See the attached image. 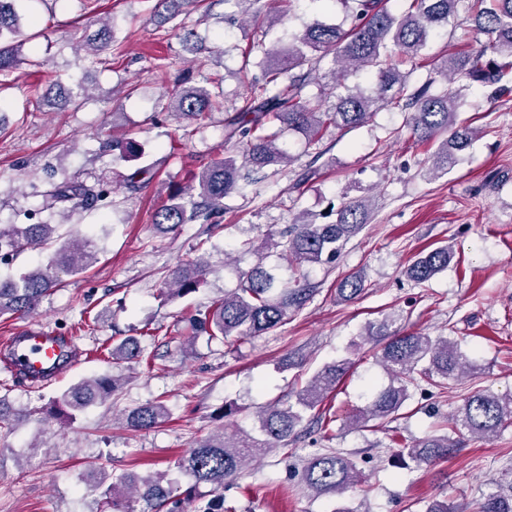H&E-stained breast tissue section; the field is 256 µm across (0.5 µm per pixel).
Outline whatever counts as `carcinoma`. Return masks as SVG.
Returning a JSON list of instances; mask_svg holds the SVG:
<instances>
[{
  "instance_id": "1",
  "label": "carcinoma",
  "mask_w": 512,
  "mask_h": 512,
  "mask_svg": "<svg viewBox=\"0 0 512 512\" xmlns=\"http://www.w3.org/2000/svg\"><path fill=\"white\" fill-rule=\"evenodd\" d=\"M276 2L274 10L253 14L256 31L250 51L261 53L258 65L262 79L250 84L242 107L224 113L225 143L232 145V150L204 164L169 203L156 211L154 224L164 233L176 234L183 225L198 220L210 225L212 231L224 228L215 221L224 211V199L242 194L250 186L242 170L259 172L291 161L279 146L287 130L313 142L325 126L355 128L381 107L391 106L410 112L408 126L418 141L437 144L431 156L434 171L452 168L459 155L480 136L477 128L458 122L457 95L432 92L431 80L411 89L407 75L400 70L402 63L420 56L432 32L448 25L460 0H408L407 11L400 15L387 10L384 0H344L350 9V27L315 22L294 36L286 49L268 48L265 43L270 28L288 14L295 0ZM470 10L474 27L488 38V44L476 53L448 56L441 63V71L461 90L480 82L497 86L501 94L512 92V63L500 64L485 58L489 49L512 57V0H470ZM26 40L12 0H0L1 78H8L20 65ZM111 42L110 28L104 22L84 48L103 52ZM326 59L330 67L323 78L330 79L334 89L345 87V93L337 95L332 104H325L320 98L314 103L301 100L306 79L316 77ZM359 70L375 74V85L368 92L358 86H344L347 75ZM221 105L202 87H184L170 97L169 109L197 121ZM134 148L135 142L124 135L112 136L100 145L104 151L117 150L124 155ZM43 197L48 205H60L66 210L91 208L99 195L79 183L52 181ZM369 214L365 201H348L329 224L299 220L281 233L279 241L262 242L261 248L271 244L291 258L293 284L281 281L274 267L260 264L238 271L236 288L190 318L191 336L205 334L210 341L244 342L282 326L315 291L304 266L333 263L343 245L367 224ZM52 232L50 224H1L0 259L8 261L25 249L46 244ZM95 255L92 241H72L57 249L46 265L16 279L0 280V315L35 311L42 298L61 283L62 274L83 271L93 263ZM452 255L450 244L424 251L405 273L424 283L447 269ZM207 273L202 262L180 264L171 271L169 289L188 295L198 289ZM363 291L364 281L354 275L343 277L336 288L339 298L345 301ZM365 340L380 347L377 362L389 376V383L376 389L364 406L349 413L346 421L354 428H366L371 421L377 428L388 427L410 399V387L422 380L442 388L449 378L464 373L470 365L456 342L446 337L396 333L389 330L386 320L379 332L368 333ZM143 360L145 348L135 336L112 347L115 363ZM351 367L348 358L327 363L305 386L294 391L295 403L260 408L253 434L237 428L193 441L177 465L190 478L184 491H173L164 474L144 478L134 490L128 487L130 477L114 474L101 493L103 505L108 512H135L130 507L134 497L143 503L140 512H186L188 505L205 497L203 489L224 490V484L236 481L252 462L287 444L304 427L307 415L318 410ZM121 385L122 379L113 375L84 378L54 401L55 413L71 420L90 406L105 404ZM168 415L163 402H147L128 411L124 423L133 431L149 430ZM507 424H512V395L478 391L458 408L452 427L445 426L441 432L401 448V453L418 466H432L447 458L453 447L454 439L448 431L491 438ZM363 478L352 455L332 450L314 455L299 472L300 482L316 497L340 496ZM486 485L476 512H512V480L491 478Z\"/></svg>"
}]
</instances>
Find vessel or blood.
I'll list each match as a JSON object with an SVG mask.
<instances>
[{
	"instance_id": "b4317fda",
	"label": "vessel or blood",
	"mask_w": 512,
	"mask_h": 512,
	"mask_svg": "<svg viewBox=\"0 0 512 512\" xmlns=\"http://www.w3.org/2000/svg\"><path fill=\"white\" fill-rule=\"evenodd\" d=\"M79 358L70 337L42 327L22 328L0 344V364L30 386L62 376Z\"/></svg>"
}]
</instances>
